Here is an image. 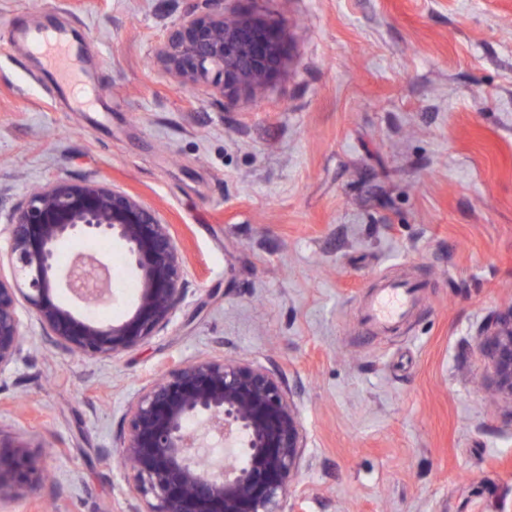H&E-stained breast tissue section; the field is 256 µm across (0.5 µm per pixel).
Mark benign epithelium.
I'll return each instance as SVG.
<instances>
[{
  "instance_id": "obj_1",
  "label": "benign epithelium",
  "mask_w": 512,
  "mask_h": 512,
  "mask_svg": "<svg viewBox=\"0 0 512 512\" xmlns=\"http://www.w3.org/2000/svg\"><path fill=\"white\" fill-rule=\"evenodd\" d=\"M238 0H202L166 30L157 58L183 84L224 99L262 94L286 66L285 33ZM0 374L18 359L28 324L45 343L112 359L167 327L185 299L186 268L168 225L138 198L100 182L57 179L30 192L0 227ZM75 235L107 236L124 249L140 291L120 321L75 314L60 292L99 304L108 275L88 256L56 264ZM9 274H3L4 270ZM491 387L512 400V308L485 329ZM119 458L133 473L128 512H301L296 482L305 436L283 382L249 360L176 362L128 403ZM42 452L0 437V504L48 480Z\"/></svg>"
}]
</instances>
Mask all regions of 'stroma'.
<instances>
[{
  "label": "stroma",
  "instance_id": "1",
  "mask_svg": "<svg viewBox=\"0 0 512 512\" xmlns=\"http://www.w3.org/2000/svg\"><path fill=\"white\" fill-rule=\"evenodd\" d=\"M196 0H0V210L96 181L182 247L173 322L113 359L32 327L0 374V430L55 481L9 512H127L125 409L171 360L257 362L300 404L306 512H512V401L482 342L512 308V0H255L289 60L262 97L155 59ZM79 37L63 93L19 32ZM419 282L390 332L362 305Z\"/></svg>",
  "mask_w": 512,
  "mask_h": 512
}]
</instances>
